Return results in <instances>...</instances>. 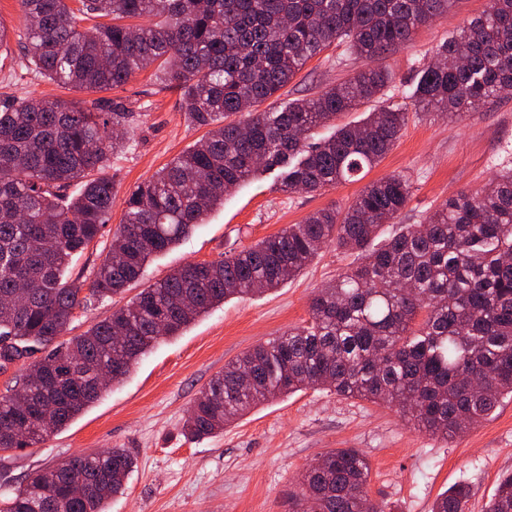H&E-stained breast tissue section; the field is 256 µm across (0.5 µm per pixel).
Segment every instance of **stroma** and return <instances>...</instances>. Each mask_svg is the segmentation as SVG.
<instances>
[{
    "instance_id": "1",
    "label": "stroma",
    "mask_w": 512,
    "mask_h": 512,
    "mask_svg": "<svg viewBox=\"0 0 512 512\" xmlns=\"http://www.w3.org/2000/svg\"><path fill=\"white\" fill-rule=\"evenodd\" d=\"M489 0H454L448 13L420 27L412 40L384 60L393 72L395 101L406 105L408 123L399 140L367 175L411 177V199L402 224L423 216L458 192L487 183L512 162V93L486 104L473 119L424 116L409 98L419 70L433 60L448 35L480 15ZM0 22L13 35L0 49V93L79 102L105 99L132 113L126 145L111 158L115 185L112 219L101 237L74 257L71 277L88 278L105 257L134 187L149 179L205 135L180 108V93L142 72L104 92L67 89L21 68L23 32L19 0H0ZM364 59L334 45L310 59L281 91L279 105L310 99L328 84L365 68ZM349 182L307 194L283 192L267 172L228 193L189 237L154 258L142 278L122 294L81 309L69 336L132 301L188 261H218L244 246L301 223L324 208H345L362 189ZM357 262L356 254L324 246L317 257L280 288L235 297L197 318L180 335L148 352L122 383L112 386L69 425L23 450L0 451V496L8 497L39 469L109 448L135 458L126 490L107 512H295L299 478L321 453L355 448L368 459L371 500L386 512H431L437 496L464 483L468 512H485L500 477L512 471V397L491 418L443 438L418 431L399 409L307 388L263 405L223 432L186 440L181 427L195 397L241 352L304 325L313 293Z\"/></svg>"
}]
</instances>
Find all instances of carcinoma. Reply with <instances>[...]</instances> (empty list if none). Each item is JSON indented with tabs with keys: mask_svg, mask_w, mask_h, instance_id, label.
Listing matches in <instances>:
<instances>
[{
	"mask_svg": "<svg viewBox=\"0 0 512 512\" xmlns=\"http://www.w3.org/2000/svg\"><path fill=\"white\" fill-rule=\"evenodd\" d=\"M453 0H20L24 59L61 86L106 91L149 63L180 91L181 109L206 136L125 199L122 222L89 282L64 279L72 257L102 235L114 200L106 173L123 147L129 113L104 99L0 98V369L27 373L0 398V448H31L65 426L102 389L123 381L161 339L230 297L274 290L324 244L359 262L318 289L309 320L224 365L182 426L209 437L251 408L306 387L395 406L418 430L444 438L485 421L512 396V167L391 231L412 182H370L343 211L300 224L220 261H189L144 288L81 336L55 343L75 311L138 281L147 262L205 223L224 193L279 170L281 189L317 192L362 179L407 123L385 99L382 60ZM339 42L374 62L312 99L258 108L302 67ZM411 93L424 111L462 119L512 89V0L489 7L435 52ZM358 124L336 118L365 103ZM334 132L313 141L314 131ZM83 179L81 192L66 190ZM89 295H82L84 288ZM27 290V302L9 297ZM135 461L123 448L75 456L38 471L0 512H106ZM370 464L331 449L300 477L298 512H383L369 497ZM469 486L439 495L432 512H466ZM487 512H512V473Z\"/></svg>",
	"mask_w": 512,
	"mask_h": 512,
	"instance_id": "1",
	"label": "carcinoma"
}]
</instances>
